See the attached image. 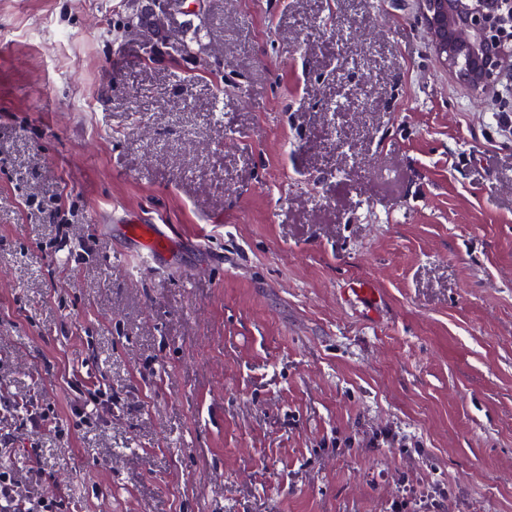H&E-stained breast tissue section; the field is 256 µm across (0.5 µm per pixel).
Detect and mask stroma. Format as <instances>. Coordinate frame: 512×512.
<instances>
[{
    "instance_id": "1",
    "label": "stroma",
    "mask_w": 512,
    "mask_h": 512,
    "mask_svg": "<svg viewBox=\"0 0 512 512\" xmlns=\"http://www.w3.org/2000/svg\"><path fill=\"white\" fill-rule=\"evenodd\" d=\"M419 7L0 0L1 464L27 408L74 512H512V139ZM124 234L135 242V257L146 269L158 265V258L168 249V238L162 233L158 224H143L140 220L132 219L124 227Z\"/></svg>"
}]
</instances>
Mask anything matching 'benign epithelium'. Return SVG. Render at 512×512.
<instances>
[{
	"label": "benign epithelium",
	"mask_w": 512,
	"mask_h": 512,
	"mask_svg": "<svg viewBox=\"0 0 512 512\" xmlns=\"http://www.w3.org/2000/svg\"><path fill=\"white\" fill-rule=\"evenodd\" d=\"M440 64L479 94L512 87V0H420Z\"/></svg>",
	"instance_id": "1"
}]
</instances>
